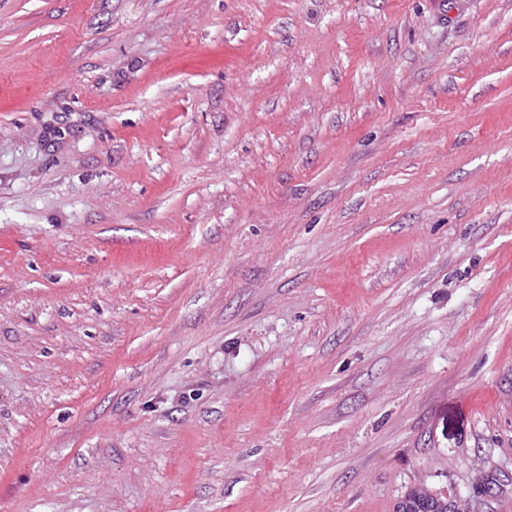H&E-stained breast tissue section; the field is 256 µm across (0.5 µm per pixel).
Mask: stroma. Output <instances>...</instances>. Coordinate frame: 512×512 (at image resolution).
<instances>
[{"mask_svg":"<svg viewBox=\"0 0 512 512\" xmlns=\"http://www.w3.org/2000/svg\"><path fill=\"white\" fill-rule=\"evenodd\" d=\"M512 512V0H0V512ZM403 503L406 507L409 504H412L409 506V510L417 508L415 504H423L432 505L433 509H428L431 511H448V501L441 499L440 496L423 487H415L411 489L409 492H407V494L403 498Z\"/></svg>","mask_w":512,"mask_h":512,"instance_id":"35a3bbf8","label":"stroma"}]
</instances>
